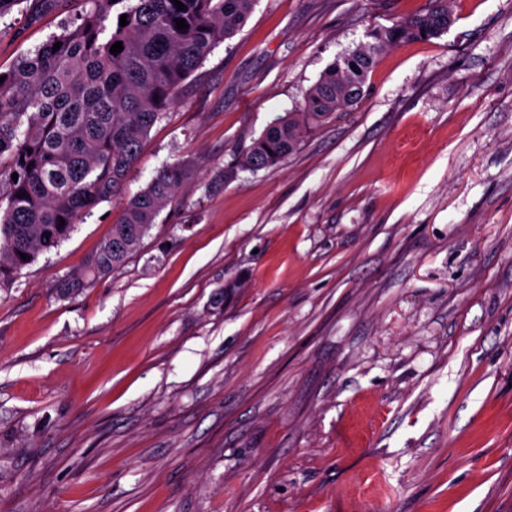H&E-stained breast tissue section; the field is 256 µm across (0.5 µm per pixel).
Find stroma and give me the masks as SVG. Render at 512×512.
<instances>
[{
    "instance_id": "obj_1",
    "label": "stroma",
    "mask_w": 512,
    "mask_h": 512,
    "mask_svg": "<svg viewBox=\"0 0 512 512\" xmlns=\"http://www.w3.org/2000/svg\"><path fill=\"white\" fill-rule=\"evenodd\" d=\"M431 0H256L128 182L198 173L125 266L54 284L99 204L0 288V512H512V0H449L274 168L240 157ZM78 4L0 18V71Z\"/></svg>"
}]
</instances>
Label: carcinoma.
<instances>
[{"mask_svg": "<svg viewBox=\"0 0 512 512\" xmlns=\"http://www.w3.org/2000/svg\"><path fill=\"white\" fill-rule=\"evenodd\" d=\"M77 2L75 28L64 27L0 73V288L111 199L123 201L120 218L87 263L58 281L57 291L77 293L126 264L195 171L191 161L166 165L129 195L127 177L142 145L179 101L185 80L240 30L256 0H180L182 10L172 0ZM431 2L424 12L373 30V42L334 60L307 91L302 112L267 127L242 165L258 170L279 164L304 131L358 103L385 49L448 32V0ZM124 14L128 24L122 27ZM180 19L187 28H176ZM116 42L123 50L112 54Z\"/></svg>", "mask_w": 512, "mask_h": 512, "instance_id": "1", "label": "carcinoma"}]
</instances>
